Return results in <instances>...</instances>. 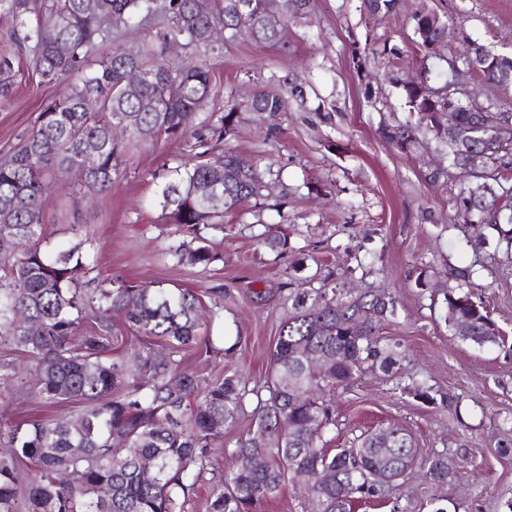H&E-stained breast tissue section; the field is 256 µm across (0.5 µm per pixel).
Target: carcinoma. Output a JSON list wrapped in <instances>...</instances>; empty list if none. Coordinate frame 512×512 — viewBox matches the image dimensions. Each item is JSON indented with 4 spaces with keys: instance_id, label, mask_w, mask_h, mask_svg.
<instances>
[{
    "instance_id": "obj_1",
    "label": "carcinoma",
    "mask_w": 512,
    "mask_h": 512,
    "mask_svg": "<svg viewBox=\"0 0 512 512\" xmlns=\"http://www.w3.org/2000/svg\"><path fill=\"white\" fill-rule=\"evenodd\" d=\"M276 0H0V17L11 20L9 41L28 52L47 82H80L40 112L18 146L0 162V343L16 346L36 361L30 388L42 404L78 403L75 415L26 420L3 427L10 452L0 457V512H184L201 497L205 512H254L288 485L303 483L317 512H353L357 502H389L405 475L416 470L428 483L448 481L442 453L421 455L412 436L382 428L362 434L350 448H333L334 411L325 393L363 371L401 378V344L377 335L376 323L395 315L392 298L329 296L302 291L271 347L263 383L253 388L238 374L202 378L183 367L187 353L217 352L201 336L205 304L191 288L116 284L86 288L90 251L80 240L49 253L42 212L58 189L55 172L72 175L69 189L87 195L107 191L120 176L131 143L114 135L121 125L142 142L165 134L193 139V161L180 164L160 187L170 223L190 236L173 256L182 264L209 266L211 247L199 226L223 224L224 212L261 196V175L231 148L224 167L208 163L212 144L235 135L242 112L276 119L305 103L294 86L284 97L257 90L224 108L213 123L196 114L216 94L203 64L175 65L165 54L171 42L193 53L215 50L212 32L224 41L241 37L279 45L282 28L271 18ZM401 0H361L363 14L392 15ZM156 28L130 58L117 42L123 33ZM415 65L408 50L388 40L351 43V59L363 77L384 59L381 76L396 91L407 120L383 123L381 136L407 152L428 140L448 149L458 192L452 201L465 224H512V108L491 101L456 99L457 130L439 122L448 105V83L479 77L512 95V53L484 57L488 48L467 36L463 50L448 48V18L422 0L407 17ZM437 45L441 55H430ZM99 53L97 67L85 68ZM15 55L0 51V95L7 96ZM142 73L138 84L127 73ZM99 106L88 111L85 100ZM150 112L138 111L141 99ZM479 156L477 167L467 165ZM472 273L445 289L448 331L479 347L503 334L483 302L476 300ZM123 315L125 336L114 334L110 315ZM162 348L158 352L155 347ZM254 429L237 439L231 463L218 480L205 478L212 450L224 444L245 414L249 396ZM152 464V476L143 466ZM31 466L22 483L18 469Z\"/></svg>"
}]
</instances>
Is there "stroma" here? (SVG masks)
I'll return each mask as SVG.
<instances>
[{
  "mask_svg": "<svg viewBox=\"0 0 512 512\" xmlns=\"http://www.w3.org/2000/svg\"><path fill=\"white\" fill-rule=\"evenodd\" d=\"M418 0H402L396 16L360 14L359 0H312L308 23L288 24L284 46L250 38L217 43L206 62L219 93L198 121L223 114L226 100L247 98L256 88L287 94L303 86L305 108L283 113L276 133L259 112L243 113L237 133L215 145L211 156L233 148L278 171L257 204L226 211L224 227H202L217 255L210 267L181 265L170 255L183 241L177 225L162 218L159 189L169 168L188 160L181 139L160 137L131 148L112 187L87 199L67 194L70 175L45 205L48 248L89 239L103 287L129 282L175 284L210 293L221 310L207 333L217 348L210 359L187 355L184 365L202 377L241 374L249 385L266 375L268 352L291 312L292 289H335L360 294L387 286L397 314L379 329L406 355L394 381L367 371L329 392L336 410V445L378 428L412 433L423 453L443 452L455 461L445 484L425 483L419 473L398 490L406 512H512V261L506 242L485 229L484 243L467 244L449 199L456 180L431 183L425 176L448 162L434 145L409 155L384 140L382 122L406 120L391 87L366 97L351 62L353 40L386 35L405 47L404 23ZM472 39L497 52L512 51V0H429ZM10 102H0V158L32 127L40 109L61 91L43 82L28 53H20ZM79 232H72V225ZM287 239L288 255L267 239ZM477 266L476 294L491 311L506 341L480 347L448 331L443 289L458 272ZM422 381L432 401L409 388ZM59 407L35 403L28 389L8 382L0 390V423L56 418Z\"/></svg>",
  "mask_w": 512,
  "mask_h": 512,
  "instance_id": "1",
  "label": "stroma"
}]
</instances>
